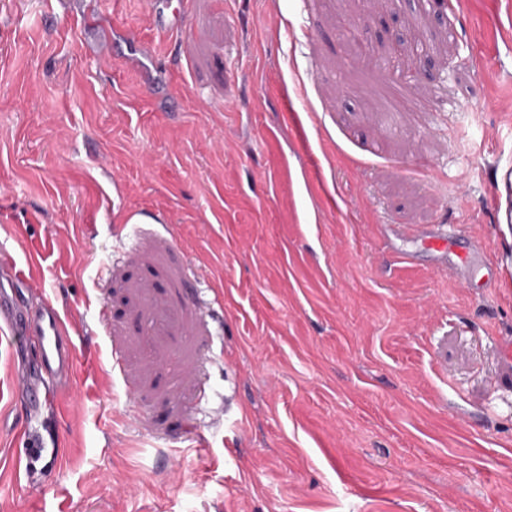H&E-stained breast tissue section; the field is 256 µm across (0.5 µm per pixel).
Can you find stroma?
I'll return each instance as SVG.
<instances>
[{
	"instance_id": "obj_1",
	"label": "stroma",
	"mask_w": 512,
	"mask_h": 512,
	"mask_svg": "<svg viewBox=\"0 0 512 512\" xmlns=\"http://www.w3.org/2000/svg\"><path fill=\"white\" fill-rule=\"evenodd\" d=\"M152 3L0 0V268L78 351L29 413L0 324V504L512 512V0ZM457 258V261H451L463 284L470 285L475 281H482L485 288H494L495 281L489 276V273H483L484 269L487 270L490 267V263L478 245H474L471 251L464 256L457 255Z\"/></svg>"
}]
</instances>
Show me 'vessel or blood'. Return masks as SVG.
Returning a JSON list of instances; mask_svg holds the SVG:
<instances>
[{"label": "vessel or blood", "instance_id": "obj_1", "mask_svg": "<svg viewBox=\"0 0 512 512\" xmlns=\"http://www.w3.org/2000/svg\"><path fill=\"white\" fill-rule=\"evenodd\" d=\"M457 276L463 284L476 281L493 287L489 262L480 247H473L455 261ZM0 323L13 330L19 343L34 341L38 350L37 370L21 377V391L29 411H39L52 384L73 381L77 350L67 328V320L57 306L44 302L34 306L21 305L14 294L0 289Z\"/></svg>", "mask_w": 512, "mask_h": 512}]
</instances>
